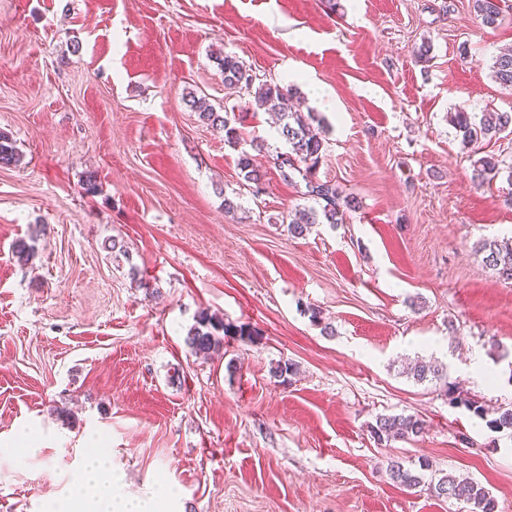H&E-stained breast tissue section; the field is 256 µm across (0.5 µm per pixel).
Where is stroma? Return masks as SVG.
I'll use <instances>...</instances> for the list:
<instances>
[{
	"instance_id": "35a3bbf8",
	"label": "stroma",
	"mask_w": 512,
	"mask_h": 512,
	"mask_svg": "<svg viewBox=\"0 0 512 512\" xmlns=\"http://www.w3.org/2000/svg\"><path fill=\"white\" fill-rule=\"evenodd\" d=\"M506 47L512 10L487 29L474 0H0V131L21 155L0 168V512L67 503L95 448L150 512H468L393 483L396 458L512 512V439L448 400H512V282L475 252L512 237V183L471 179L512 134L466 148L450 122L512 112ZM225 54L322 120L315 178L354 198L343 224L289 233L316 202L275 167L272 114L225 89ZM256 137L259 194L237 166ZM202 311L258 335L194 353ZM419 357L441 379L407 378ZM397 414L423 435L377 444ZM491 68L495 82L506 90H512V53L497 56ZM189 107L198 112L199 118L211 126L218 127L224 130L225 140L230 144H237L240 137V132L237 127L231 124V119L228 118L227 112L222 115L216 108L206 101L205 98H196L192 96L187 100ZM369 428L372 438L379 444L414 441L424 433L423 421L416 415H383Z\"/></svg>"
}]
</instances>
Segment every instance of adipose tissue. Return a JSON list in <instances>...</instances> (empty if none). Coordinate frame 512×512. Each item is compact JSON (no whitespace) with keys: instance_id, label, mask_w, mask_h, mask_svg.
<instances>
[{"instance_id":"1","label":"adipose tissue","mask_w":512,"mask_h":512,"mask_svg":"<svg viewBox=\"0 0 512 512\" xmlns=\"http://www.w3.org/2000/svg\"><path fill=\"white\" fill-rule=\"evenodd\" d=\"M107 470L104 455L88 456L76 480L85 495L76 501L75 512H137L138 507L131 499L114 496Z\"/></svg>"}]
</instances>
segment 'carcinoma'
I'll use <instances>...</instances> for the list:
<instances>
[{
    "instance_id": "1",
    "label": "carcinoma",
    "mask_w": 512,
    "mask_h": 512,
    "mask_svg": "<svg viewBox=\"0 0 512 512\" xmlns=\"http://www.w3.org/2000/svg\"><path fill=\"white\" fill-rule=\"evenodd\" d=\"M504 0H474V9L482 26L497 28L503 20ZM217 66L224 84L239 88L250 97L248 104L256 109L281 113V124L278 134L288 145V154L278 153L275 165L280 169H289L302 174L305 181V195L318 201L321 211L311 208L287 215L288 228L294 235H301L307 225L318 223L322 218L329 224L343 223L345 210L355 207L354 200L343 197L336 185L320 182L310 177L311 171L322 158L324 143L320 133L313 126L316 118L313 113L304 114L288 109L290 97L296 95L293 86L278 84H255L250 70L237 58L225 55L216 57ZM492 77L502 88L512 90V53L497 56L492 64ZM189 107L198 113L199 118L211 126L224 130L225 140L236 144L240 140V132L231 124L228 116L221 114L204 98L191 97L187 100ZM454 128L462 133L466 146H474L483 140H491L497 135L512 128V113L489 112L480 122L473 121L467 112H455L450 115ZM19 161V153L11 137L0 132V166H11ZM244 179L255 185L261 183L264 174L254 166L251 155L243 151L238 159ZM509 170V181L512 182V164H505L493 156H486L475 162L472 179L481 185L498 178L501 171ZM477 251L484 254L485 266L505 281H512V241L485 239L477 243ZM247 327L224 322V319L201 312L195 324L188 330L186 343L199 354H208L224 344L227 336H250ZM443 369L434 362L420 360L408 368L407 375L422 384L439 376ZM450 401L464 406L473 415L486 422L494 432H505L512 435V405H500L492 410L477 400L453 396ZM424 433L423 421L415 415H383L370 425V434L378 443L391 441L409 442ZM430 470L427 460L419 461V468L412 469L399 460L389 464L390 479L407 489H416L424 484L435 496L450 501L463 502L469 505V512H496L497 504L489 492L471 478L448 473L438 479H426V471Z\"/></svg>"
}]
</instances>
